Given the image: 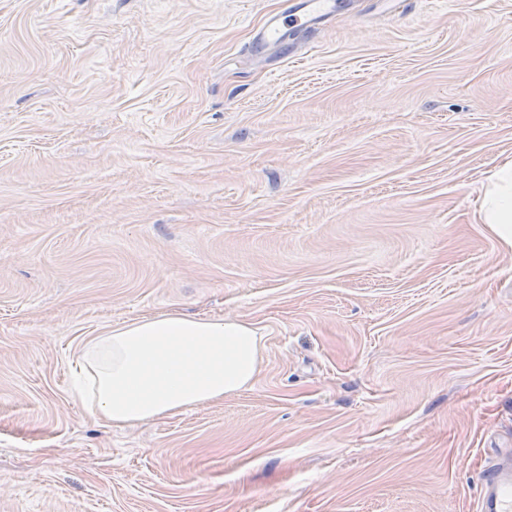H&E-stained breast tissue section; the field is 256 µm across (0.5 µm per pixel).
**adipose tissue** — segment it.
<instances>
[{"label":"adipose tissue","mask_w":512,"mask_h":512,"mask_svg":"<svg viewBox=\"0 0 512 512\" xmlns=\"http://www.w3.org/2000/svg\"><path fill=\"white\" fill-rule=\"evenodd\" d=\"M479 209L494 236L512 247V159L495 173ZM262 337L242 319L178 312L145 317L88 340L76 361L77 391L113 427L142 424L247 389Z\"/></svg>","instance_id":"1"}]
</instances>
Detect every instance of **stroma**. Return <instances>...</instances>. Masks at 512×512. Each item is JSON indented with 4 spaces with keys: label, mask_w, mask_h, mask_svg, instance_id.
<instances>
[{
    "label": "stroma",
    "mask_w": 512,
    "mask_h": 512,
    "mask_svg": "<svg viewBox=\"0 0 512 512\" xmlns=\"http://www.w3.org/2000/svg\"><path fill=\"white\" fill-rule=\"evenodd\" d=\"M0 0V512H479L512 460V0ZM178 311L253 384L112 428L86 340ZM305 1V6L302 8L304 11L300 12V10H298L288 14L282 21H280V19L272 21L266 29V32L262 35V39H280L284 35L283 30L286 27H310L332 9L331 2L333 0ZM492 184L480 206V218L500 242L512 248V159L498 169Z\"/></svg>",
    "instance_id": "stroma-1"
}]
</instances>
